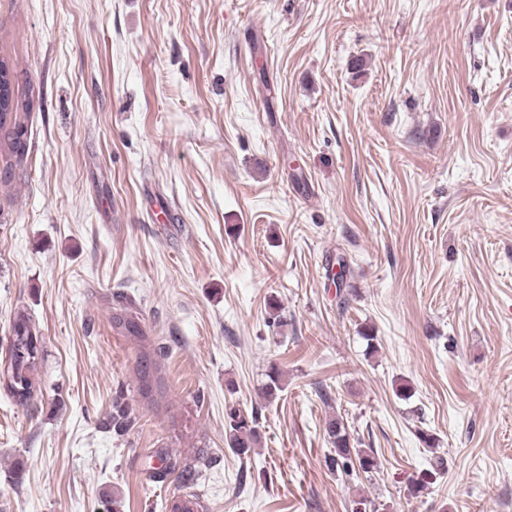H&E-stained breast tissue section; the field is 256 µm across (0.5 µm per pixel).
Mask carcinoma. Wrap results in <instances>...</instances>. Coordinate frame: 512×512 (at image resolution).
I'll use <instances>...</instances> for the list:
<instances>
[{
    "mask_svg": "<svg viewBox=\"0 0 512 512\" xmlns=\"http://www.w3.org/2000/svg\"><path fill=\"white\" fill-rule=\"evenodd\" d=\"M13 77V90L6 92L9 105L0 111V182L11 181L15 176L16 168L27 158L30 151V142L26 121L29 110L33 106L30 89L21 85L16 71H11ZM112 329L119 335L126 336L139 346L136 363V376L139 380V395L141 400L152 406L157 403L155 394L161 391V379L155 377L157 364L154 359L158 349L150 348L148 336L139 322V317L132 310L130 304H122L113 308ZM13 335L21 336L27 340L23 349L10 345L9 373L11 386L5 391L17 402L26 403L37 395V388L33 380L34 371L42 357L39 341L33 334L29 325V318L21 314L13 325ZM268 381L263 388L266 400L276 399L282 390L280 371L272 366L267 373ZM139 409L127 400L125 394L120 392L112 399V412L108 416L107 426L117 436L127 434L136 424ZM227 427L225 440L227 446L237 455L246 456L258 441L257 421L258 415L252 411L246 412L232 404L225 406L224 414ZM325 433L332 445L330 453L326 456V465L329 469L339 471L346 476H359L378 470V462L373 452L363 448H354L351 436L343 419L332 416L325 423ZM154 456L160 462L158 467H150L148 474L156 483L166 481L169 476L176 478L184 486L192 488L198 484L201 469L195 463L179 461L167 448L154 450ZM166 512H200L203 509L201 497L197 493L177 497L165 505Z\"/></svg>",
    "mask_w": 512,
    "mask_h": 512,
    "instance_id": "obj_1",
    "label": "carcinoma"
}]
</instances>
